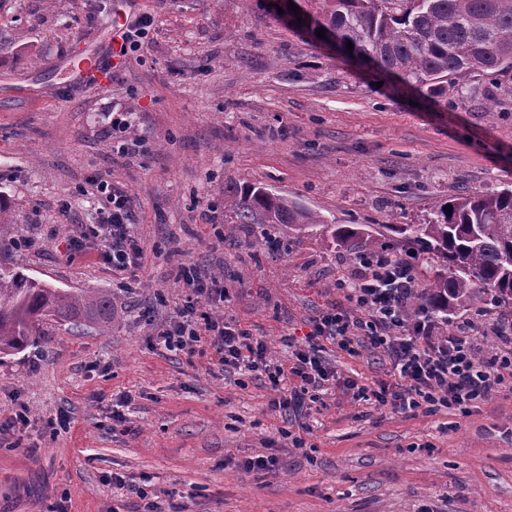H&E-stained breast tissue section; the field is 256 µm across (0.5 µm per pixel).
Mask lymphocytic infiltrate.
<instances>
[{"label": "lymphocytic infiltrate", "mask_w": 512, "mask_h": 512, "mask_svg": "<svg viewBox=\"0 0 512 512\" xmlns=\"http://www.w3.org/2000/svg\"><path fill=\"white\" fill-rule=\"evenodd\" d=\"M96 190L104 207L89 235L105 239L107 248L101 257L113 271H127L143 254L140 241L129 230L131 199L123 188L105 180L97 183ZM180 277L186 289L183 309L157 333V341L167 350L182 351L211 337L221 366H242L268 377L274 390L269 405L285 414L301 415L307 396L329 381L332 372L319 349L324 338L349 351L359 335L364 346L391 356L399 384L383 383L371 389L353 380L345 383L354 396L381 408L412 415L446 408L467 416L476 405L512 391V331L500 329L501 347L485 354L474 333L475 323L463 324L458 332L445 336L437 332L428 311L408 315L407 305L419 294L420 280L411 263L388 253L360 260L357 271L339 281L353 313L326 312L314 319L295 342L294 361L288 367L272 364L266 342L249 330L203 312V304L213 294L214 279L200 278L187 266Z\"/></svg>", "instance_id": "lymphocytic-infiltrate-1"}]
</instances>
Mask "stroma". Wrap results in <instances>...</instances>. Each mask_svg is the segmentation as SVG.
<instances>
[{
  "instance_id": "35a3bbf8",
  "label": "stroma",
  "mask_w": 512,
  "mask_h": 512,
  "mask_svg": "<svg viewBox=\"0 0 512 512\" xmlns=\"http://www.w3.org/2000/svg\"><path fill=\"white\" fill-rule=\"evenodd\" d=\"M278 2L135 0L153 18L147 49L88 87L70 65L110 42L115 0H0V198L16 240L0 264L106 289L114 313L111 335L50 321L48 342L0 357V420L28 416L0 442V512H143L142 490L163 512H512V392L468 417L379 410L343 382H394L387 355L324 340L336 379L297 423L270 408L266 377L224 370L208 342L187 354L155 339L191 265L224 288L207 312L287 363L310 321L352 309L337 282L354 265L326 225L383 237L461 188L512 187L511 84L472 75L431 99L298 30ZM100 180L132 199L134 272H113L100 239L68 248L98 221ZM252 184L320 224L236 223L224 193ZM478 318L495 351L512 302L457 309L438 330ZM271 453L277 473L239 467Z\"/></svg>"
}]
</instances>
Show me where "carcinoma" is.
Returning <instances> with one entry per match:
<instances>
[{
    "instance_id": "carcinoma-1",
    "label": "carcinoma",
    "mask_w": 512,
    "mask_h": 512,
    "mask_svg": "<svg viewBox=\"0 0 512 512\" xmlns=\"http://www.w3.org/2000/svg\"><path fill=\"white\" fill-rule=\"evenodd\" d=\"M294 25L325 29L339 49L431 97H448L459 76L512 78V0H303ZM353 49H346V44ZM451 211L439 208L424 224L385 225L396 242L428 254L435 267L421 296L448 317L477 295L512 300V189L464 190ZM224 207L241 224H316L312 212L262 186L224 193ZM332 243L356 261L376 252L363 228L330 224ZM88 321L112 331V300L104 290L77 292L0 265V354L41 337L39 322Z\"/></svg>"
}]
</instances>
